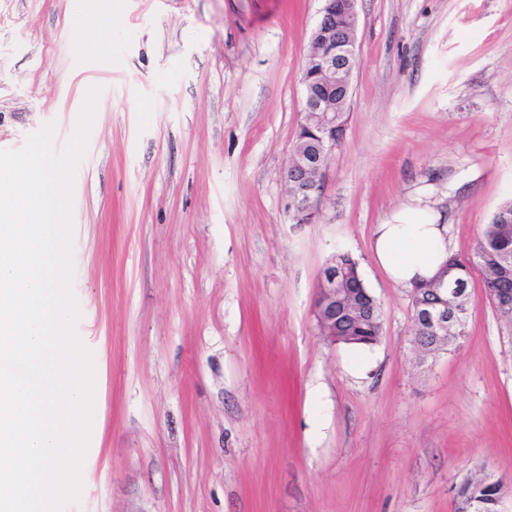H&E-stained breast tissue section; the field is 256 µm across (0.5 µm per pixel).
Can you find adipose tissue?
Returning <instances> with one entry per match:
<instances>
[{"mask_svg": "<svg viewBox=\"0 0 512 512\" xmlns=\"http://www.w3.org/2000/svg\"><path fill=\"white\" fill-rule=\"evenodd\" d=\"M371 250L393 283L414 288L431 280L448 258V227L425 201L390 212L373 230Z\"/></svg>", "mask_w": 512, "mask_h": 512, "instance_id": "ef3b65f1", "label": "adipose tissue"}]
</instances>
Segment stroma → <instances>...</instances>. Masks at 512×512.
I'll return each instance as SVG.
<instances>
[{
	"label": "stroma",
	"instance_id": "35a3bbf8",
	"mask_svg": "<svg viewBox=\"0 0 512 512\" xmlns=\"http://www.w3.org/2000/svg\"><path fill=\"white\" fill-rule=\"evenodd\" d=\"M319 0H0V152L72 136L76 331L99 366L64 512H455L484 476L512 512V332L470 274L466 335L414 348L410 289L371 252L415 199L471 257L512 198V0H357L358 68L311 224L285 209ZM110 30L100 39L102 30ZM383 312L320 336L337 253ZM337 336L347 345L368 346L377 343L381 337L375 334V330L368 325H356L354 322H345L338 327Z\"/></svg>",
	"mask_w": 512,
	"mask_h": 512
}]
</instances>
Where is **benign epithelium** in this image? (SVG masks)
Listing matches in <instances>:
<instances>
[{
  "mask_svg": "<svg viewBox=\"0 0 512 512\" xmlns=\"http://www.w3.org/2000/svg\"><path fill=\"white\" fill-rule=\"evenodd\" d=\"M301 70L302 118L295 132L294 152L284 174L286 208L296 224H310L324 201L325 177L330 158L339 146L345 123L339 113L350 103L357 67V0H321ZM358 274L351 265L328 263L320 277L314 314L319 334L336 343V307L355 322L380 318L375 302L358 296L352 288ZM434 299L413 298L418 348L431 352L453 343L462 322L461 290L456 280L434 281L427 286ZM497 312L512 317V293L495 288Z\"/></svg>",
  "mask_w": 512,
  "mask_h": 512,
  "instance_id": "1",
  "label": "benign epithelium"
}]
</instances>
